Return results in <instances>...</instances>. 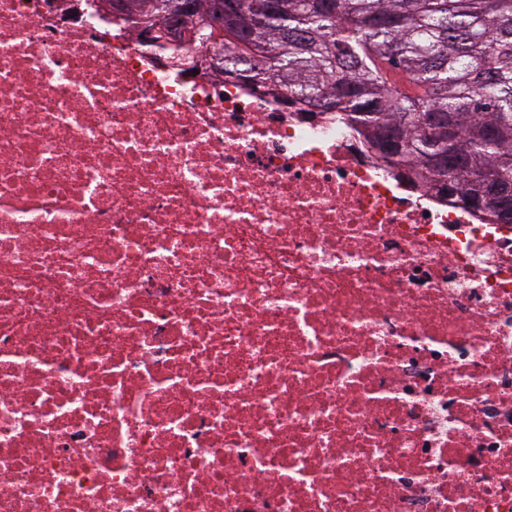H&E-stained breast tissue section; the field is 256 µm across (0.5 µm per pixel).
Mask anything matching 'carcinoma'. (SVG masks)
<instances>
[{
  "instance_id": "cac0c4a2",
  "label": "carcinoma",
  "mask_w": 512,
  "mask_h": 512,
  "mask_svg": "<svg viewBox=\"0 0 512 512\" xmlns=\"http://www.w3.org/2000/svg\"><path fill=\"white\" fill-rule=\"evenodd\" d=\"M133 28L177 25L190 2L201 37L253 61L250 88L322 105L385 165L463 205L512 201V0H133ZM265 30L252 37L254 16ZM424 113L448 121L426 128ZM448 155L454 182L434 165Z\"/></svg>"
}]
</instances>
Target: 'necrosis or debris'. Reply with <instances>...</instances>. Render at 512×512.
I'll return each mask as SVG.
<instances>
[{
    "label": "necrosis or debris",
    "instance_id": "necrosis-or-debris-1",
    "mask_svg": "<svg viewBox=\"0 0 512 512\" xmlns=\"http://www.w3.org/2000/svg\"><path fill=\"white\" fill-rule=\"evenodd\" d=\"M99 0H0V512H512V225Z\"/></svg>",
    "mask_w": 512,
    "mask_h": 512
}]
</instances>
